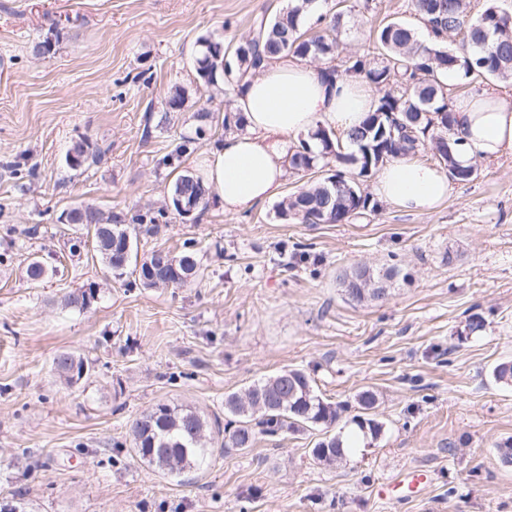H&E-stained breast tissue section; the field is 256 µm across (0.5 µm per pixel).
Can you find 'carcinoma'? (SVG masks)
Returning <instances> with one entry per match:
<instances>
[{
	"mask_svg": "<svg viewBox=\"0 0 512 512\" xmlns=\"http://www.w3.org/2000/svg\"><path fill=\"white\" fill-rule=\"evenodd\" d=\"M344 2L337 0L320 13L318 29L306 34L302 20L315 0H291L288 10L271 18L257 17L249 37L237 45L225 47L218 42L221 56L203 46L197 58V74L215 86L221 77L239 84L271 56L321 61L339 56V65L322 70L326 78H362L374 88L376 107L357 128L344 137L320 128L311 135L320 144L318 150H312L304 138L293 147L292 173L304 177L315 169L331 171L336 184L323 176L292 193L277 206L276 215L283 220L312 224L318 217L329 224H348L362 212L378 208L362 184L380 166L393 158H412L429 147L438 149L434 157L453 181H473L477 167L456 160L458 141L453 136L448 76L466 84L512 82V10L500 0H483L478 8L472 0H411L413 15L433 40L417 38L414 28L404 21L383 20L370 32L365 53L342 57L339 48L344 17L355 10ZM72 147L77 153L73 167L96 162L88 140ZM180 189L201 197L198 210L206 208L208 190L199 176L189 171L178 175L173 191ZM71 213L76 231L92 236L93 251L106 270L115 278L122 277L133 255V250L126 249L133 243L130 226L112 223V216L92 204H82ZM25 275L27 281L39 285L46 281L48 269L34 258L26 265ZM199 276L200 266L188 242L178 254L165 249L151 251L140 264L138 280L145 288H180ZM343 285L354 301H386L384 296L362 292L358 280ZM96 296L97 287L90 283L66 295L65 306L83 311ZM52 366L68 385L89 372L84 359L71 351L59 352ZM492 375L496 383L512 387L508 361L498 363ZM261 400L265 407L257 412L254 406ZM224 411L230 419L220 447L247 449L254 446L258 432L274 437L320 427L324 437L312 448V456L329 466L355 456L383 432V423L362 414L340 422L344 407L323 397L315 388L314 378L302 369H286L228 394ZM215 426L219 423H210L191 406L158 403L132 422L131 445L142 461L165 475L179 477L214 453Z\"/></svg>",
	"mask_w": 512,
	"mask_h": 512,
	"instance_id": "1",
	"label": "carcinoma"
}]
</instances>
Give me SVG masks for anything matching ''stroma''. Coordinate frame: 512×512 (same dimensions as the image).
<instances>
[{
  "instance_id": "35a3bbf8",
  "label": "stroma",
  "mask_w": 512,
  "mask_h": 512,
  "mask_svg": "<svg viewBox=\"0 0 512 512\" xmlns=\"http://www.w3.org/2000/svg\"><path fill=\"white\" fill-rule=\"evenodd\" d=\"M289 0H0V501L36 512H512V388L492 369L512 359V157L479 163L437 209L380 203L349 224L276 219L275 202L225 215L216 198L168 209L176 176L201 174L223 139L225 85L196 72L199 41L245 39L256 17ZM54 39L50 54L35 42ZM185 101L161 113L173 87ZM213 113L202 121L199 111ZM85 138L100 163L71 169ZM90 203L114 222L154 221L139 256L194 244L203 271L186 288L111 280L71 248L65 216ZM38 257L50 276L27 283ZM397 267L385 302H357L353 267ZM96 283L83 311L69 292ZM484 329L468 333L471 316ZM87 360L77 384L52 359ZM308 372L324 397L356 414L370 389L382 435L363 455L323 466L308 429L215 449L184 479L131 447L130 422L156 403L223 418L224 398L285 369ZM414 467L433 480L419 500L378 487Z\"/></svg>"
}]
</instances>
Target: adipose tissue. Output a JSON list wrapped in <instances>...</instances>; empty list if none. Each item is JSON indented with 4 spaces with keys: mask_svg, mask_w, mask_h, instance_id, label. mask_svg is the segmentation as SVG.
<instances>
[{
    "mask_svg": "<svg viewBox=\"0 0 512 512\" xmlns=\"http://www.w3.org/2000/svg\"><path fill=\"white\" fill-rule=\"evenodd\" d=\"M375 105L372 89L358 80L327 81L305 59L277 56L236 89L232 109L243 131L215 142L206 157V183L225 213L240 214L278 197L288 174L291 147L318 128L343 134L358 126ZM454 131L462 164L492 161L512 153V97L485 92L457 99ZM451 191L442 168L413 158L380 167L375 196L401 210L427 212Z\"/></svg>",
    "mask_w": 512,
    "mask_h": 512,
    "instance_id": "1",
    "label": "adipose tissue"
}]
</instances>
